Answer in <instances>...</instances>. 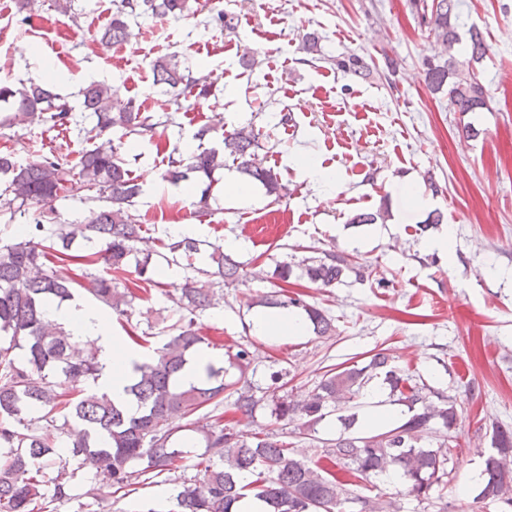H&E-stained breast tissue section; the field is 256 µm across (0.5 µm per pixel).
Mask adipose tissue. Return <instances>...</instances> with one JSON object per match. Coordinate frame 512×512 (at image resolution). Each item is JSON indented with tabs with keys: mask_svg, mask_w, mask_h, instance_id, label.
<instances>
[{
	"mask_svg": "<svg viewBox=\"0 0 512 512\" xmlns=\"http://www.w3.org/2000/svg\"><path fill=\"white\" fill-rule=\"evenodd\" d=\"M47 317L65 326L76 340L96 350L103 367L99 379L101 387L110 391L114 400L124 403L129 412H136L137 406L128 401L125 388L135 376V364L142 362L143 356L129 346L124 337L113 334L111 320L79 300L69 301L58 308H50ZM254 329L259 335L280 340L306 335L308 323L299 312L280 311L258 317L254 322Z\"/></svg>",
	"mask_w": 512,
	"mask_h": 512,
	"instance_id": "obj_1",
	"label": "adipose tissue"
}]
</instances>
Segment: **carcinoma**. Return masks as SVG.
<instances>
[{
  "label": "carcinoma",
  "mask_w": 512,
  "mask_h": 512,
  "mask_svg": "<svg viewBox=\"0 0 512 512\" xmlns=\"http://www.w3.org/2000/svg\"><path fill=\"white\" fill-rule=\"evenodd\" d=\"M109 24L98 41L113 47L132 37L129 18L151 15L181 18L198 11V0H113ZM429 34L440 45L443 60L424 62L425 84L434 94H448L452 112H477L488 108L489 91L476 65L490 52L480 29L472 24L467 33L466 57L458 56L462 43L459 31V0H412ZM336 69L357 77L370 74L363 59L355 54L336 58ZM154 83L171 94L174 111L185 103L198 105L210 96L208 76H193L189 66L175 58L159 57L153 63ZM85 112L96 117L92 138L107 132L121 136L144 135L158 127L153 116L136 100L112 111V87L91 82L80 90ZM0 103L10 113L0 126L24 122L44 123L58 133L78 124L68 100L54 93L43 81L30 78L16 86L0 82ZM210 128L202 127L194 149H173L167 155L162 180L177 186L193 178L205 183L194 214L208 211L214 173L226 161L248 178L262 184L277 199L287 193L277 174L259 158L261 132L234 129L223 133L222 146H204ZM124 142L95 143L82 151L75 168L52 152L22 163L15 152H0V216H8L4 227L11 235L0 237V512H47L55 501L70 499L71 474L63 464L62 452L72 458L86 456L96 463L103 484L118 494L137 480L170 475L180 468L182 451L174 447L173 436L189 429L192 417L201 410L213 413L212 424L203 431L205 452L198 465L200 479L180 482L175 496L177 512H232V506L252 497L268 505V512H350L358 503L367 512H397L395 502L379 497L356 495L345 483L378 478L394 469L401 474L406 494L423 504L433 493L447 486L448 464L456 446L453 435L463 414L457 398L431 390L393 365L384 349L372 354L363 365L327 370L307 399L296 403L283 393L285 373L272 375V384L258 397L249 386L224 381L223 368L207 364L205 379L189 386L178 382V373L201 349L211 345L202 335L198 314L219 304V288L241 279L240 263L224 253L220 244L201 249V241L166 232L163 253L147 245L144 225L133 213L142 189L122 153ZM93 192L106 205L89 211L79 225L85 253L72 254L74 238L67 225L58 221L53 202L75 188ZM31 221L19 226L16 215ZM184 263L195 272L181 288L176 304L182 317L169 328L150 361L135 365L137 376L125 392L139 414L130 415L124 405L113 402L96 387L102 367L94 353L78 346L70 333L46 319V308L74 299V293L88 287L95 299L120 315L140 298L138 291L156 284L155 258ZM80 260L78 277L64 275L58 265ZM134 269L135 287L120 275ZM359 281L379 286L376 267L355 252L328 253L319 258L279 262L272 278L279 281L265 296L269 308L297 309L307 315L319 336L336 331L333 319L308 302L304 295L280 286L292 277L323 287L341 283L348 274ZM240 372L252 364L254 353L248 345L238 346L230 357ZM384 378L392 402L407 407V420L387 431L364 436L341 435L331 447L314 458L296 454L292 438L309 436L328 409L358 400L368 385ZM85 388L80 389L78 385ZM231 401L234 413L251 417L267 403V428L246 434L237 422H224L220 407ZM63 418L57 424V417ZM46 430H40L39 422ZM299 423L301 431H288ZM66 435L65 447L49 432ZM493 451L484 460L485 484L479 499L485 508L504 503L512 506V429L493 431Z\"/></svg>",
  "instance_id": "obj_1"
}]
</instances>
